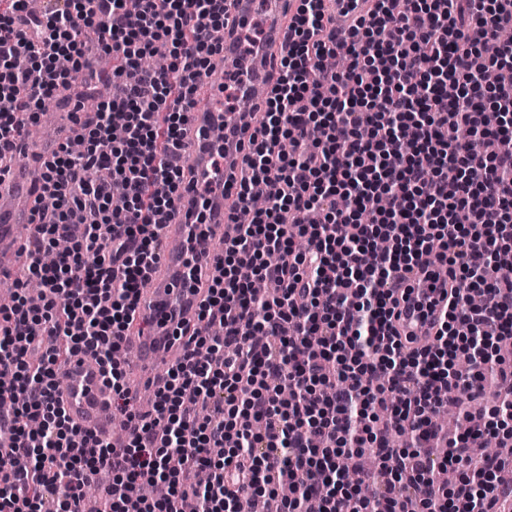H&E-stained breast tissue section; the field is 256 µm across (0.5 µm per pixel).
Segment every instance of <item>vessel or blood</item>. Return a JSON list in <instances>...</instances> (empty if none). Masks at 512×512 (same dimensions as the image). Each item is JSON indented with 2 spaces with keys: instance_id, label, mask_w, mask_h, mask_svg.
<instances>
[{
  "instance_id": "obj_1",
  "label": "vessel or blood",
  "mask_w": 512,
  "mask_h": 512,
  "mask_svg": "<svg viewBox=\"0 0 512 512\" xmlns=\"http://www.w3.org/2000/svg\"><path fill=\"white\" fill-rule=\"evenodd\" d=\"M292 15L289 0H227L224 14V51L213 59L204 76L209 98L222 101L224 68L237 58L236 38L243 36L257 19L266 21V42L254 50L247 68L251 85L244 90L235 112L192 113L183 138L188 165L176 212L160 229L165 242L159 254L151 286L142 292L137 318L143 333L128 336L137 353V376L129 385L135 397L154 394L162 384L161 366L174 365L189 337L201 328L198 303L203 289L192 287L183 274L194 266L212 267L220 245L230 233L231 208L238 199L243 155L236 142L246 141L252 128L250 112L257 98L254 87L266 86L280 52L281 34ZM76 126L69 115H62L56 140L36 136L35 126L23 127L17 138V165L0 181V278L8 276L24 260L18 227L31 223L33 211L44 193L40 163L51 157L61 141L73 137ZM223 150V161H215L216 150ZM209 202L208 218L200 225L194 246L185 243L186 225L196 222L200 198ZM197 223V222H196ZM401 311V336L425 343L428 330L436 323L446 300L443 282L427 271L412 275L396 292ZM57 397L70 420L102 439H111L116 410L112 391L105 384L101 369L88 355L71 358L59 369Z\"/></svg>"
}]
</instances>
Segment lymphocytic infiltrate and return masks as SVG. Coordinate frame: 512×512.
<instances>
[{"instance_id":"1","label":"lymphocytic infiltrate","mask_w":512,"mask_h":512,"mask_svg":"<svg viewBox=\"0 0 512 512\" xmlns=\"http://www.w3.org/2000/svg\"><path fill=\"white\" fill-rule=\"evenodd\" d=\"M0 11V175L25 120L70 91L90 47L120 84L44 166L49 202L0 309V512H72L110 476L104 512H251L288 483L278 512H499L506 462L475 459L480 439L512 443V272L483 270L512 250V0H371L349 27L323 0H298L244 162L269 205L225 241L204 333L145 414L130 407L125 349L160 245L146 234L181 201V136L198 80L224 26V0H46L19 27L27 0ZM164 52L166 70H145ZM345 60L325 70L323 58ZM497 70V83L485 71ZM126 193L113 202L112 185ZM52 264L40 253L58 240ZM303 240L297 251L295 240ZM447 268L434 338L414 347L393 325V290L428 260ZM249 267L273 290L259 294ZM220 323L224 333L212 335ZM98 362L132 427L121 446L73 424L55 368ZM491 390L498 404L431 452L449 399ZM378 464L357 483L346 465ZM458 475L439 483L441 471ZM162 482V499L141 488Z\"/></svg>"}]
</instances>
